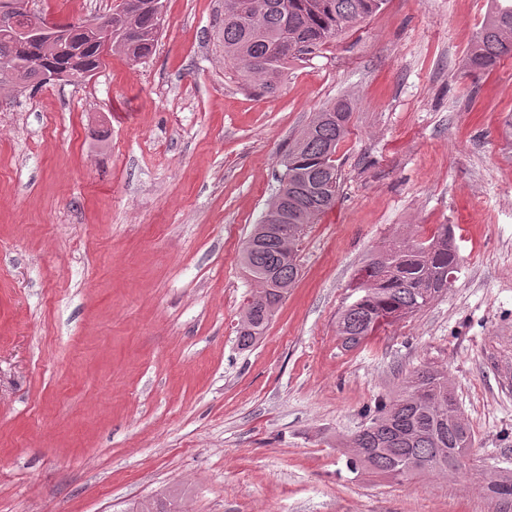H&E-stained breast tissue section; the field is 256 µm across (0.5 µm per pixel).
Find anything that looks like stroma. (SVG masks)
Listing matches in <instances>:
<instances>
[{"mask_svg":"<svg viewBox=\"0 0 512 512\" xmlns=\"http://www.w3.org/2000/svg\"><path fill=\"white\" fill-rule=\"evenodd\" d=\"M116 0H33L96 22ZM490 0H386L274 93L224 58V0H164L149 59L0 89V512H495L512 469V58L464 60ZM353 114L335 204L308 225L265 335L238 342L241 263L288 147ZM453 225L448 292L354 348L336 335L384 242ZM475 434L454 478L351 470L341 443L424 367ZM481 487L493 502L505 498L512 500V471L502 470L484 475ZM186 495V491L173 488L164 493L137 501L130 512H180V504Z\"/></svg>","mask_w":512,"mask_h":512,"instance_id":"stroma-1","label":"stroma"}]
</instances>
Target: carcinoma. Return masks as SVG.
<instances>
[{
  "instance_id": "carcinoma-1",
  "label": "carcinoma",
  "mask_w": 512,
  "mask_h": 512,
  "mask_svg": "<svg viewBox=\"0 0 512 512\" xmlns=\"http://www.w3.org/2000/svg\"><path fill=\"white\" fill-rule=\"evenodd\" d=\"M142 0H129L123 11H112V45L137 61L148 57L159 31ZM241 13L224 19V58L231 60L244 83L262 93L278 88L288 65L297 58L280 47L288 41H311L317 49L344 30L377 12L384 0H237ZM479 35L465 66L475 73L492 70L512 55V0H491ZM0 0V59L44 57L61 65L69 52L44 44L22 45L10 34L9 12ZM18 86L43 85L37 71L16 69ZM352 115L346 100L322 106L288 150V218L276 234L257 245L246 242L242 263L257 280L275 273L276 287L256 290L245 307L249 321L239 327V343L249 347L266 332L288 289L298 277L297 259L289 260L282 240L299 245L309 224L332 209L335 200L324 198L327 183L340 185L336 149L348 131ZM461 257L451 225L443 224L431 236L406 237L383 243L360 266L354 288L359 297L340 312L337 336L346 348L359 345L384 326L417 313L448 292V277L457 273ZM474 434L461 411L445 372L422 368L410 373L399 393L379 402L367 424L343 443L352 470L398 481L414 476L449 478L448 454L471 449ZM482 491L491 500L512 499V471L484 475ZM186 491L173 488L137 501L130 512H180Z\"/></svg>"
}]
</instances>
